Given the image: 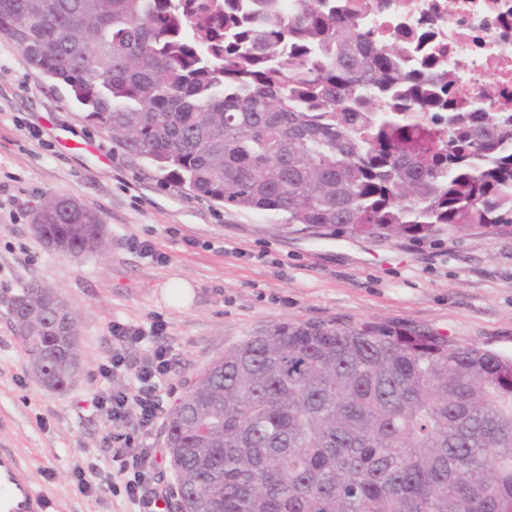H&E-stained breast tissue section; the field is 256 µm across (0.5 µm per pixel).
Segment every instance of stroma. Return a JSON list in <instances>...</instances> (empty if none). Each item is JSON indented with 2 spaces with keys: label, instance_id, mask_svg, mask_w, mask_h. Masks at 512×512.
<instances>
[{
  "label": "stroma",
  "instance_id": "1",
  "mask_svg": "<svg viewBox=\"0 0 512 512\" xmlns=\"http://www.w3.org/2000/svg\"><path fill=\"white\" fill-rule=\"evenodd\" d=\"M62 195L100 214L104 254L71 257L40 239L32 213ZM132 236L164 262L130 250ZM174 281L191 285L190 303L164 301ZM31 283L56 292L78 323L80 369L63 392L35 378L17 337L10 300ZM152 317L165 321V335L127 354L170 349L171 406L225 349L282 323L375 322L512 355V224L368 237L224 208L114 144L0 37V450L20 459L54 512H128L121 498L78 495L72 471L92 466L109 480L108 426L92 400L129 382L98 374L113 347L108 328ZM133 444L157 456L156 487L181 512L164 423Z\"/></svg>",
  "mask_w": 512,
  "mask_h": 512
}]
</instances>
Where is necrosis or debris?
Here are the masks:
<instances>
[{
  "instance_id": "4bbe7bcc",
  "label": "necrosis or debris",
  "mask_w": 512,
  "mask_h": 512,
  "mask_svg": "<svg viewBox=\"0 0 512 512\" xmlns=\"http://www.w3.org/2000/svg\"><path fill=\"white\" fill-rule=\"evenodd\" d=\"M361 19L382 44L405 29L426 33L403 57L405 69L435 57L454 73L462 101L512 116V0H386Z\"/></svg>"
}]
</instances>
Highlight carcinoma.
<instances>
[{
    "mask_svg": "<svg viewBox=\"0 0 512 512\" xmlns=\"http://www.w3.org/2000/svg\"><path fill=\"white\" fill-rule=\"evenodd\" d=\"M334 0H0V36L128 153L226 209L356 235L512 224V126L456 112ZM103 250L78 199L35 208ZM66 305L11 299L42 383L78 373ZM182 512H512V357L379 323L282 324L224 351L166 423Z\"/></svg>",
    "mask_w": 512,
    "mask_h": 512,
    "instance_id": "1",
    "label": "carcinoma"
}]
</instances>
